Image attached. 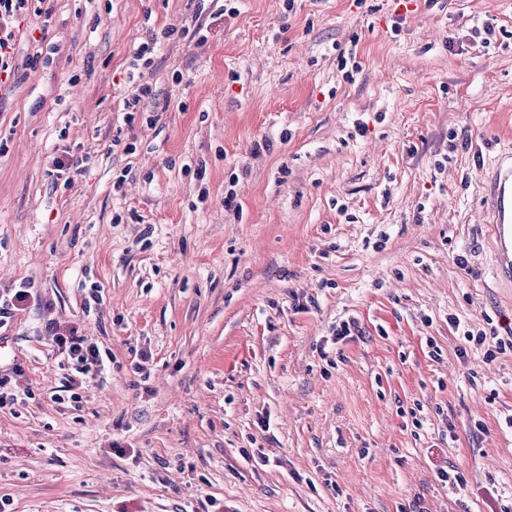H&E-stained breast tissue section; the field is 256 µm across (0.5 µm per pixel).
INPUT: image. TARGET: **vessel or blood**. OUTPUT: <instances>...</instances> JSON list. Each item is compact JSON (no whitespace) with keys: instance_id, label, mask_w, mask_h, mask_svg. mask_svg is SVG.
<instances>
[{"instance_id":"b4317fda","label":"vessel or blood","mask_w":512,"mask_h":512,"mask_svg":"<svg viewBox=\"0 0 512 512\" xmlns=\"http://www.w3.org/2000/svg\"><path fill=\"white\" fill-rule=\"evenodd\" d=\"M482 207L494 240L496 275L512 283V153L481 177Z\"/></svg>"}]
</instances>
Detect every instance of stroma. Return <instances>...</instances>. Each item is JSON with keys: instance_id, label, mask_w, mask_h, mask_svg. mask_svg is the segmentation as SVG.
Masks as SVG:
<instances>
[{"instance_id": "35a3bbf8", "label": "stroma", "mask_w": 512, "mask_h": 512, "mask_svg": "<svg viewBox=\"0 0 512 512\" xmlns=\"http://www.w3.org/2000/svg\"><path fill=\"white\" fill-rule=\"evenodd\" d=\"M233 5L20 21L58 52L0 95V295L29 287L0 377L34 393L0 409L5 512H512V352L459 353L512 324L480 207L512 152V0ZM55 324L105 361L79 390ZM160 46V42H158L157 37H152L146 41L142 42L138 45V47L133 52V59L130 63V67L132 68L131 72L129 73V78L132 79V81L135 80V71H137V75L139 76L141 71L140 69L143 67H148L153 62V56L156 55V52L158 51V48ZM142 63L140 64V62ZM82 163L83 158L78 156L70 147L63 146L60 153L52 160L55 180L63 179V186L70 185L73 178L82 171Z\"/></svg>"}]
</instances>
